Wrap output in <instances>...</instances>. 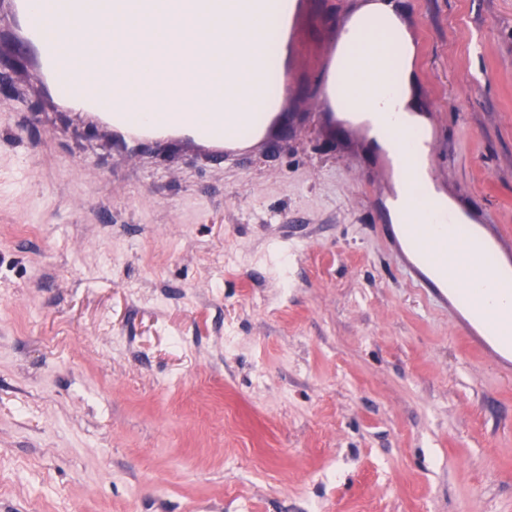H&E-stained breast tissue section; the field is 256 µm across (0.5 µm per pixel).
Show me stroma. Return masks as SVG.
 <instances>
[{"label":"stroma","instance_id":"stroma-1","mask_svg":"<svg viewBox=\"0 0 512 512\" xmlns=\"http://www.w3.org/2000/svg\"><path fill=\"white\" fill-rule=\"evenodd\" d=\"M355 0H312L323 41ZM432 176L512 238V0H395ZM0 95V512H512V376L410 288L375 158L214 164Z\"/></svg>","mask_w":512,"mask_h":512}]
</instances>
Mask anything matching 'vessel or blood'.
Here are the masks:
<instances>
[{
	"instance_id": "b4317fda",
	"label": "vessel or blood",
	"mask_w": 512,
	"mask_h": 512,
	"mask_svg": "<svg viewBox=\"0 0 512 512\" xmlns=\"http://www.w3.org/2000/svg\"><path fill=\"white\" fill-rule=\"evenodd\" d=\"M211 2L180 0L179 9L164 20L168 28L177 30L183 15L196 17L188 52L197 63L193 73L197 85L209 83L213 67L224 57V40L208 25ZM8 6L20 35L19 48L29 60V74L45 87L53 105L93 118L104 137L133 148L177 136L207 148L219 162L243 144L267 143L288 116L283 98L308 77L321 79L316 100L327 109V123L336 121L330 104L355 100L370 113L376 127L368 144L380 158L379 175H392L399 182L386 212L399 214L400 219L383 224L382 231L408 280L451 315L475 310L477 323L468 326L469 335L498 370L512 374V321H502L496 310L475 309L473 298L475 291L493 289L500 303L512 304V262L503 261L512 243L432 194L420 177V163L435 153L434 143L403 113L381 111L383 98L398 97L396 67L388 62L396 39L393 28L379 26L374 39L365 43L340 29L337 37L350 50L338 57L331 45L310 46L298 35H286V18L301 22L308 0H293L289 17L283 0H252L259 40L244 50L239 70L227 75L225 95H246L254 102L253 110H225V95L187 109L163 97L147 110L130 101L125 92L116 90L107 97L99 90L97 77L112 69L115 37L103 29L102 18L87 14L85 0H8ZM171 55V50L160 51L151 83L166 87L181 78V71L167 63Z\"/></svg>"
}]
</instances>
